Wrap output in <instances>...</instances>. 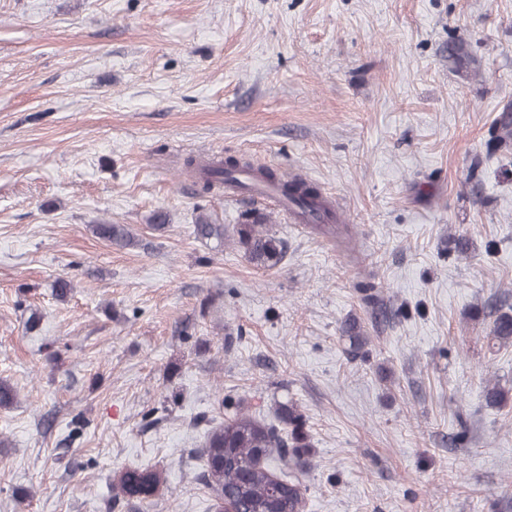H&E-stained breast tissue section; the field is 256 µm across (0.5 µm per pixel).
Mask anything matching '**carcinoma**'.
<instances>
[{
  "mask_svg": "<svg viewBox=\"0 0 512 512\" xmlns=\"http://www.w3.org/2000/svg\"><path fill=\"white\" fill-rule=\"evenodd\" d=\"M512 145V106L503 108L492 124L486 152L493 155ZM186 167L197 168L200 192L208 194L225 185L236 190H247L241 181L246 174L254 183H268L277 187L288 201L289 208L300 217L314 221L311 228L323 235H344L347 226L322 224L330 214L329 203L320 192L304 180L283 179L268 168H256L249 162L227 159L196 166L195 160H186ZM269 215L256 213L244 224H235L231 232L224 225L200 216L194 232L201 239H228L244 250L249 259L267 268L278 266L284 258L283 243L268 227ZM96 234L119 244L130 238L123 224L104 223L95 226ZM492 339L512 343V314L498 315L491 326ZM309 448L306 419L296 407L284 405L280 409L279 424H261L244 413L227 417L205 432L201 457L205 467V484L215 498V508L231 505L235 512H304L306 488L299 479H283L262 464L273 450L291 469L305 462ZM164 483L162 472L153 467L126 468L119 471L113 489L127 502H144L156 497Z\"/></svg>",
  "mask_w": 512,
  "mask_h": 512,
  "instance_id": "cac0c4a2",
  "label": "carcinoma"
}]
</instances>
